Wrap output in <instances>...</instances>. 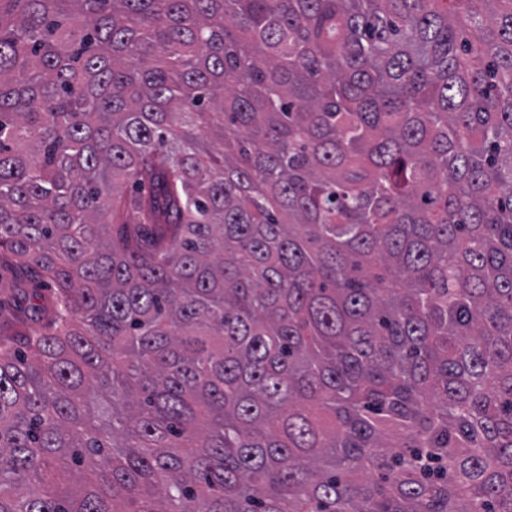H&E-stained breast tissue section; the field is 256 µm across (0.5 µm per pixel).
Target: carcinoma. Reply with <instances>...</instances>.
Instances as JSON below:
<instances>
[{
    "label": "carcinoma",
    "instance_id": "obj_1",
    "mask_svg": "<svg viewBox=\"0 0 512 512\" xmlns=\"http://www.w3.org/2000/svg\"><path fill=\"white\" fill-rule=\"evenodd\" d=\"M487 2L0 0V512H512ZM17 274L7 259H3L0 267V336H12L18 329L16 316L21 307L26 305L25 299L16 288Z\"/></svg>",
    "mask_w": 512,
    "mask_h": 512
}]
</instances>
